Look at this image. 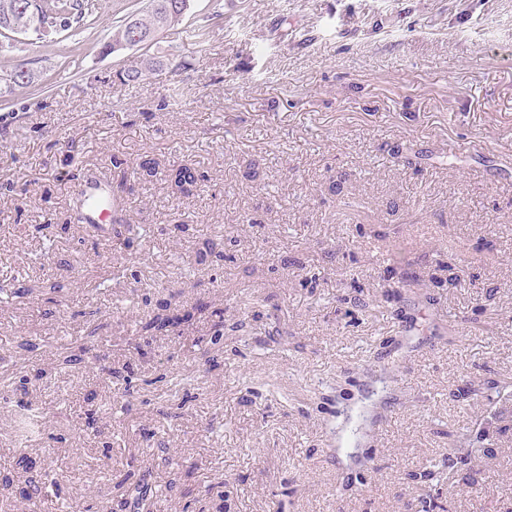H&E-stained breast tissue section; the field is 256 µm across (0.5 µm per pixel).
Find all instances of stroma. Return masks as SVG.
<instances>
[{"instance_id":"1","label":"stroma","mask_w":512,"mask_h":512,"mask_svg":"<svg viewBox=\"0 0 512 512\" xmlns=\"http://www.w3.org/2000/svg\"><path fill=\"white\" fill-rule=\"evenodd\" d=\"M141 6L0 55V512H512V0H191L207 51L101 54ZM117 160L122 249L72 219ZM164 56L151 57L149 60L143 58L136 65H132L124 69L121 72L122 78L127 83H139L144 77H146L149 73H153L155 71H161L163 68L171 64L170 59H162ZM31 64L29 59L18 60L9 70H5L0 76V98L8 97L17 91L31 86L30 82L25 80L24 69H29ZM169 178L174 189L183 195H189L192 188H195L198 182L204 180L201 179L203 176L197 175L196 172L187 165L172 169ZM201 312V307L184 309L183 311L162 309L161 312L155 313L148 320L142 322L141 332L146 336H168L181 326L192 325L196 320V315Z\"/></svg>"}]
</instances>
